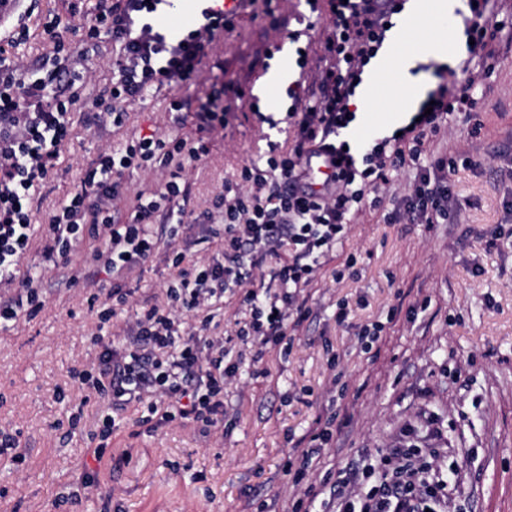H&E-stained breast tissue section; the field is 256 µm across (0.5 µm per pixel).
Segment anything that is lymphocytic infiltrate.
I'll return each mask as SVG.
<instances>
[{"label":"lymphocytic infiltrate","mask_w":512,"mask_h":512,"mask_svg":"<svg viewBox=\"0 0 512 512\" xmlns=\"http://www.w3.org/2000/svg\"><path fill=\"white\" fill-rule=\"evenodd\" d=\"M164 2L97 0L87 36L107 35L119 50L111 84L94 99L82 98L88 68L57 62L48 78L36 79L22 74L19 63L0 57V283L21 284L17 294L0 299V324L35 315L43 306L41 272L21 268L33 242H40L46 263L70 268L71 256L86 238L99 239L86 257V269H70L65 278L70 288L96 286L102 273L114 279L96 311L93 350L74 371L75 379L108 406L95 450L99 459L117 419L132 403L145 411L140 425L154 430L177 422L206 436L223 423L224 387L239 363L230 358L223 337L211 332L214 306L225 294L238 295L245 315L238 335L250 341L254 360L287 343L289 327L311 313L302 290L344 238L351 217L380 206L399 172L416 169L402 192L390 194L385 222L447 223L454 167L444 157L428 165L420 159L426 141L449 115L470 112L474 104L466 91L451 92L447 80H439L427 95L434 103L430 115L409 121L399 134L347 147L363 75L405 0H311L310 13L328 14L332 24L324 43L327 63L318 74L321 96L310 100L303 82L289 85L291 137L269 143L265 156L243 165L237 180L225 182L204 212L210 236L223 245L220 257L186 264L182 246L190 241L191 227L177 207L190 191L186 163L208 156L212 135L247 103L244 88L220 80L211 83L194 113L196 137L135 132L106 146L77 190L49 215L41 238H34L30 201L58 163L71 112L81 105L119 127L128 103L165 84L196 82L210 45L234 31L242 10L213 0L201 8L194 28L175 41L159 21ZM321 156L329 157L333 172L318 188L310 166ZM131 169L160 174L161 180L121 209L119 187ZM161 255L176 271L165 304L146 300L133 308L125 344H114L104 329L130 306L133 295L122 277ZM265 268L269 281L252 287L256 271ZM422 448L414 426H404L392 448L378 457L383 480L365 496L353 497L348 479L336 481L330 495L336 512H443L448 481L422 462Z\"/></svg>","instance_id":"f902f5d3"}]
</instances>
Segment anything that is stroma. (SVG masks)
<instances>
[{
    "mask_svg": "<svg viewBox=\"0 0 512 512\" xmlns=\"http://www.w3.org/2000/svg\"><path fill=\"white\" fill-rule=\"evenodd\" d=\"M273 16L243 11L231 36L217 40L197 82L181 95L197 104L213 81L257 94L259 112L243 108L212 140L209 155L187 167L189 207L209 208L225 181L266 150L268 142L291 135L285 89H265V51L288 59L290 80H298L297 48L309 67L323 54L331 29L328 17L313 19L304 0H273ZM91 4L84 0H21L28 28L19 46L8 48L29 72L47 76L52 58L73 59L88 51L92 75L86 97H95L112 77L109 40L87 49L84 30ZM66 27L63 48L46 33ZM494 53L479 63L472 95L473 120L482 131L473 142L461 133L463 115L430 142L422 163L447 157L458 165L454 191L460 213L454 224H388L384 208L354 217L342 245L305 288L311 315L292 329L288 349L269 350L253 366L237 339V297L225 296L217 335L242 352L235 380L224 388L227 415L211 437L192 426L173 424L137 430L140 406L112 435V456L95 460L93 450L103 405L74 379L73 370L97 331L83 290L66 288L56 272H45L44 306L0 328V430L14 434L23 461L0 456V512H254L275 501L278 512H328L329 487L373 465V453L388 448L401 428L421 424L427 414L443 425V449L434 465L453 470L446 512H512V0H492ZM464 41L447 61L428 59L416 74L418 93L405 110L393 112L398 63L376 58L359 90L362 132L389 134L405 126L429 90L434 70L450 71L448 85H465L460 63ZM169 90L128 107L123 130L91 123L86 110L73 114L71 136L54 175L32 200L34 223H44L79 184L101 148L135 130H178L193 137L185 121L173 127ZM353 267H346L348 256ZM343 270L336 278L334 270ZM175 271L162 259L125 277L134 301L161 295ZM345 320H338L339 310ZM389 329L372 350L363 351L357 328L373 322ZM334 418L336 432L320 465L301 482L284 471L295 444L309 437L321 419ZM128 454L118 468L114 457ZM98 473V493L80 497L85 471ZM320 489L308 501V488Z\"/></svg>",
    "mask_w": 512,
    "mask_h": 512,
    "instance_id": "stroma-1",
    "label": "stroma"
}]
</instances>
